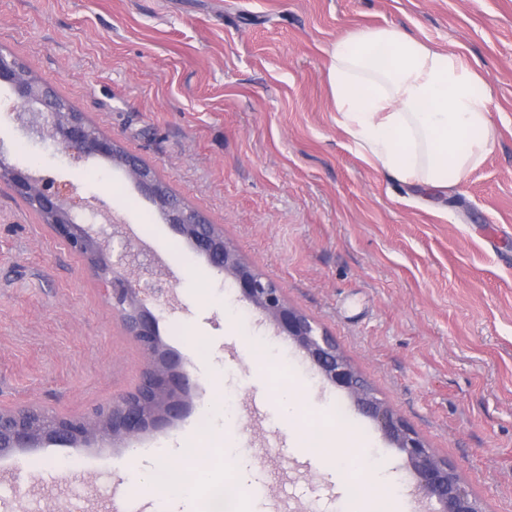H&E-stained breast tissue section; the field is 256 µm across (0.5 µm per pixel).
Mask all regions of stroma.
<instances>
[{
  "mask_svg": "<svg viewBox=\"0 0 512 512\" xmlns=\"http://www.w3.org/2000/svg\"><path fill=\"white\" fill-rule=\"evenodd\" d=\"M365 27L453 49L493 89L484 163L425 202L336 123L327 50ZM0 49L223 225L483 512H512V0H0ZM19 113L1 86L0 158L123 218L131 233L112 258L144 246L159 257L148 284L169 301L142 299L193 384L184 417L159 430L0 458V512H154L135 450L178 447L201 427L244 454L248 512H342L349 480L318 446L324 415L355 439L351 456L399 484L406 512H436L404 452L124 170L31 134ZM146 361L83 258L0 183V410L92 413L134 392ZM288 378L308 397L300 437L273 394Z\"/></svg>",
  "mask_w": 512,
  "mask_h": 512,
  "instance_id": "1",
  "label": "stroma"
}]
</instances>
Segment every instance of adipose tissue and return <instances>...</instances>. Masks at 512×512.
<instances>
[{
  "label": "adipose tissue",
  "instance_id": "obj_1",
  "mask_svg": "<svg viewBox=\"0 0 512 512\" xmlns=\"http://www.w3.org/2000/svg\"><path fill=\"white\" fill-rule=\"evenodd\" d=\"M327 80L337 122L372 167L431 195L461 181L485 161L495 139L492 92L459 53L395 28L356 29L329 51ZM332 466L368 482L369 495L351 499L352 512H398L400 498L379 468L350 456L336 430L323 438ZM233 496L247 488L232 442L203 446L193 438L176 461L141 473L159 512L197 499L216 474Z\"/></svg>",
  "mask_w": 512,
  "mask_h": 512
}]
</instances>
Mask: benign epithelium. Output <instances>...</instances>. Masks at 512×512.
Wrapping results in <instances>:
<instances>
[{
	"label": "benign epithelium",
	"mask_w": 512,
	"mask_h": 512,
	"mask_svg": "<svg viewBox=\"0 0 512 512\" xmlns=\"http://www.w3.org/2000/svg\"><path fill=\"white\" fill-rule=\"evenodd\" d=\"M15 91L23 113L35 126L30 131L52 140L65 151L104 158L125 170L136 188L161 212L166 223L210 264L231 277L243 300L291 340L332 385L345 390L358 408L377 422L406 454L407 467L419 489L440 505L437 512H482L462 487L448 461L437 457L400 417L372 393L339 351L335 339L284 298L282 289L243 262L224 240L223 228L211 224L169 191L155 172L125 153L82 113L31 76L24 64L0 51V84ZM0 181H5L49 224L54 236L84 257L87 269L105 286L123 325L148 358L139 387L117 403L91 415L57 417L31 406L0 411V458L48 441L79 448L98 435L133 438L179 418L186 409L190 376L180 359L162 342L156 316L139 298V280L120 272L121 266L138 271L141 264L129 254L117 263L108 260L111 239L122 234V223L99 206H87L102 218L100 225L83 224L49 177L35 178L0 160ZM112 226L107 233L105 225Z\"/></svg>",
	"instance_id": "7a95c632"
}]
</instances>
